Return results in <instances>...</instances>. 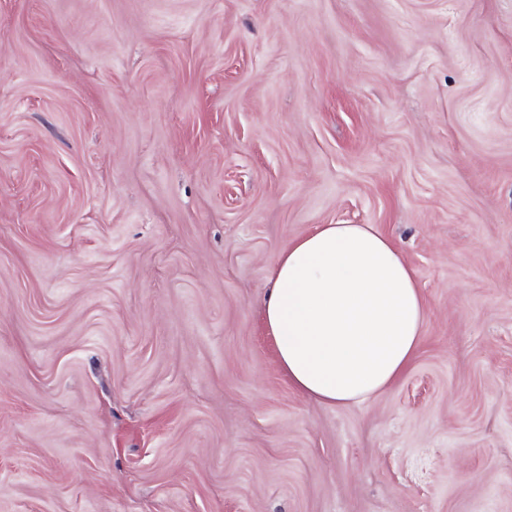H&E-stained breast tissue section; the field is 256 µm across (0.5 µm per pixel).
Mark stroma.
Masks as SVG:
<instances>
[{"instance_id": "stroma-1", "label": "stroma", "mask_w": 512, "mask_h": 512, "mask_svg": "<svg viewBox=\"0 0 512 512\" xmlns=\"http://www.w3.org/2000/svg\"><path fill=\"white\" fill-rule=\"evenodd\" d=\"M321 224L427 310L348 407L263 321ZM0 512H512V0H0Z\"/></svg>"}]
</instances>
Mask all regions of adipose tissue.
<instances>
[{
    "instance_id": "1",
    "label": "adipose tissue",
    "mask_w": 512,
    "mask_h": 512,
    "mask_svg": "<svg viewBox=\"0 0 512 512\" xmlns=\"http://www.w3.org/2000/svg\"><path fill=\"white\" fill-rule=\"evenodd\" d=\"M273 280L264 324L296 390L350 406L407 371L425 303L399 249L373 225H319L277 254Z\"/></svg>"
}]
</instances>
